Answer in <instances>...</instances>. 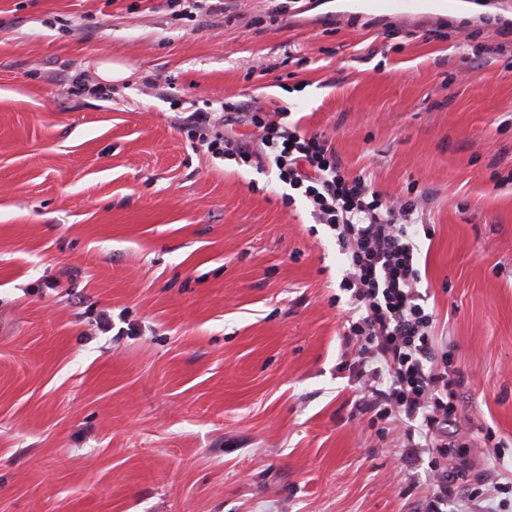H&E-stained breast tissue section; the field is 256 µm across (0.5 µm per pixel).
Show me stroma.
<instances>
[{"label": "stroma", "mask_w": 512, "mask_h": 512, "mask_svg": "<svg viewBox=\"0 0 512 512\" xmlns=\"http://www.w3.org/2000/svg\"><path fill=\"white\" fill-rule=\"evenodd\" d=\"M511 17L512 0L399 18L224 0L192 21L167 0H0V512L424 507L428 456L400 464L402 433L370 425L340 369L332 231L275 169L185 130L226 102L225 134L253 148L251 106H285L349 175L424 196L433 336L469 376L440 462L476 495L447 512H485L512 481Z\"/></svg>", "instance_id": "35a3bbf8"}]
</instances>
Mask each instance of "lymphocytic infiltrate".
I'll return each mask as SVG.
<instances>
[{"instance_id": "1", "label": "lymphocytic infiltrate", "mask_w": 512, "mask_h": 512, "mask_svg": "<svg viewBox=\"0 0 512 512\" xmlns=\"http://www.w3.org/2000/svg\"><path fill=\"white\" fill-rule=\"evenodd\" d=\"M257 120L262 150L224 134L214 113H191L187 129L212 154L239 164L271 165L333 231L343 255L339 288L349 296L344 341L361 412L402 429L407 457L448 445L467 378L433 338L435 312L421 291L419 204L388 200L367 178L350 176L323 135L288 124L286 107Z\"/></svg>"}]
</instances>
